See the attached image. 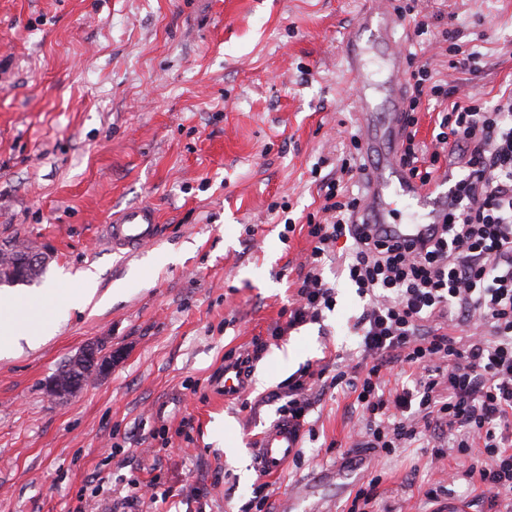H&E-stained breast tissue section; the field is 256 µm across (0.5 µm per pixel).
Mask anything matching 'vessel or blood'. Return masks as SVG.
Segmentation results:
<instances>
[{"mask_svg":"<svg viewBox=\"0 0 512 512\" xmlns=\"http://www.w3.org/2000/svg\"><path fill=\"white\" fill-rule=\"evenodd\" d=\"M401 20L392 11L387 0H369L351 35L346 39L344 63L352 78H360L368 68L366 53L360 45L364 32L375 30L378 39L389 52L381 59V66L389 74V87L383 117H376L373 103L363 96H355L354 112L363 128V149L373 166L365 168L363 182L365 196L363 215L380 232L395 240L416 246L427 243L441 228L440 212H432L426 219H411L401 224L395 218L399 201L420 200L433 193L430 185H420L407 177L399 164V150L405 126V80L403 52L396 47L393 34ZM159 234L158 214L148 204L113 213L104 226V237L112 253L127 256L139 247L153 243ZM247 388L245 366L224 369V394L232 397ZM299 432L281 420L270 425L260 435L255 450L256 466L266 476L280 474L294 457L299 445Z\"/></svg>","mask_w":512,"mask_h":512,"instance_id":"vessel-or-blood-1","label":"vessel or blood"}]
</instances>
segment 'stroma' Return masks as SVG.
<instances>
[{"mask_svg": "<svg viewBox=\"0 0 512 512\" xmlns=\"http://www.w3.org/2000/svg\"><path fill=\"white\" fill-rule=\"evenodd\" d=\"M365 0H0V246L49 253L34 294L98 275V307L0 358V512H156L133 501L155 483L167 512H243L260 481L255 443L279 418L271 394L308 365L358 359L351 325L366 301L336 266V305L273 338L322 204L313 166L360 126L343 46ZM432 37L403 21L406 73L428 65L484 106L512 91V0H424ZM477 53L452 66L449 47ZM288 210H281V203ZM148 203L157 242L107 250L112 212ZM296 221L281 241L285 220ZM267 348L224 399L227 356ZM90 343L118 352L71 397L57 370ZM355 397H317L301 462L272 479V512H346L381 476V512H432L426 489L488 512L479 480L449 479L427 439L395 455L354 445Z\"/></svg>", "mask_w": 512, "mask_h": 512, "instance_id": "obj_1", "label": "stroma"}]
</instances>
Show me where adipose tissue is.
<instances>
[{
	"label": "adipose tissue",
	"mask_w": 512,
	"mask_h": 512,
	"mask_svg": "<svg viewBox=\"0 0 512 512\" xmlns=\"http://www.w3.org/2000/svg\"><path fill=\"white\" fill-rule=\"evenodd\" d=\"M97 286L96 274L87 271L78 287L60 285L46 289L47 307L30 319L16 317L17 299L12 294L0 292V356L14 353L22 344L31 345L41 337L52 335L60 317L74 310L86 309L92 303Z\"/></svg>",
	"instance_id": "obj_1"
}]
</instances>
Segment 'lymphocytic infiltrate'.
I'll use <instances>...</instances> for the list:
<instances>
[{
    "mask_svg": "<svg viewBox=\"0 0 512 512\" xmlns=\"http://www.w3.org/2000/svg\"><path fill=\"white\" fill-rule=\"evenodd\" d=\"M411 89L412 110L450 99L435 141L450 146L466 173L448 191L439 234L420 252L373 236L356 221L361 196L342 192L339 178H321L323 218L307 226L311 250L287 318L272 335L334 308L335 289L323 270L344 240L348 279L370 299L353 325L364 359L289 379L279 412L305 428L312 387L327 380L329 388L355 394L363 447L391 455L431 434L435 458L469 459L466 476L478 477L495 507L512 493V94L490 108L455 101L425 67ZM415 136L407 130L400 162L411 179L427 184L441 154L424 156ZM476 324L486 334L457 339L455 329ZM397 364L421 375L413 387L389 394L386 377Z\"/></svg>",
    "mask_w": 512,
    "mask_h": 512,
    "instance_id": "lymphocytic-infiltrate-1",
    "label": "lymphocytic infiltrate"
}]
</instances>
